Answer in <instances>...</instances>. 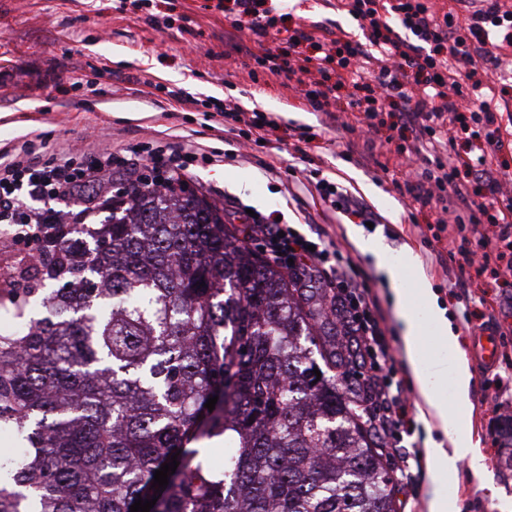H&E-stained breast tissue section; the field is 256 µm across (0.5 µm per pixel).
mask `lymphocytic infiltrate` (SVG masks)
I'll use <instances>...</instances> for the list:
<instances>
[{
	"mask_svg": "<svg viewBox=\"0 0 512 512\" xmlns=\"http://www.w3.org/2000/svg\"><path fill=\"white\" fill-rule=\"evenodd\" d=\"M488 2L487 9L475 11L464 26L453 13L436 16L428 0H392L388 18L381 13L380 0H348L350 14L367 32V44L347 42L333 50L307 28L290 29L288 45L295 53L316 51L309 70L284 66L275 48L244 52L246 61L294 82L296 91L318 112L328 110L345 78L359 76L363 62L376 61L374 94L352 101L351 106L369 118L385 103L401 101L425 151L424 169L405 179L401 191L424 206L443 202L445 193L453 192L457 208L451 221L438 224V232L453 235L465 224L486 225V232L456 248L461 269L478 273L500 260L512 270V261L505 259L506 251L512 249V194L503 191L489 158L490 151L501 150L504 143L498 116L484 99L483 82L477 77L482 49L490 39L512 47V10L502 8L499 0ZM403 29L413 34V41L400 37ZM443 43L448 46L447 56L422 50L423 45ZM462 68L469 76L465 84L453 77ZM201 162L209 165L213 159L190 147L171 152L149 142L140 155L127 157L106 150L84 167L74 165L69 151L43 162L18 154L0 160V224L13 228L20 239L50 240L66 234L74 220L69 211L52 215L50 203L67 199L77 189L115 172L134 183L146 177L160 187ZM304 179L313 182L333 210L364 223L371 221L367 208L347 189L332 186L312 168ZM475 185L486 190V202L474 201L471 188ZM248 228L262 233L270 261L313 271L329 284L346 331L363 347L369 361L364 387L376 410L367 421L383 437L386 448L398 451L413 424L410 400L397 377L385 317L359 264L335 244L320 236L308 237L292 224L260 214L249 218Z\"/></svg>",
	"mask_w": 512,
	"mask_h": 512,
	"instance_id": "f902f5d3",
	"label": "lymphocytic infiltrate"
}]
</instances>
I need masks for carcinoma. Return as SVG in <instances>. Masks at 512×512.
<instances>
[{
    "instance_id": "cac0c4a2",
    "label": "carcinoma",
    "mask_w": 512,
    "mask_h": 512,
    "mask_svg": "<svg viewBox=\"0 0 512 512\" xmlns=\"http://www.w3.org/2000/svg\"><path fill=\"white\" fill-rule=\"evenodd\" d=\"M223 211L125 187L95 231L41 247L10 290L28 332L0 334V429L24 445L0 458V512H396L336 307Z\"/></svg>"
}]
</instances>
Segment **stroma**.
<instances>
[{"label":"stroma","mask_w":512,"mask_h":512,"mask_svg":"<svg viewBox=\"0 0 512 512\" xmlns=\"http://www.w3.org/2000/svg\"><path fill=\"white\" fill-rule=\"evenodd\" d=\"M231 7L232 0H156L152 5L144 0H0V148L26 141L38 154L47 145L61 151L84 144L90 134L97 146L115 150L162 138L220 152L224 120L210 116L209 98L271 115L279 128L265 143L186 175L187 187L223 203L225 224L239 232L244 229L236 208L240 202L290 224L309 215L312 231L360 263L379 298L398 376L409 393L414 425L404 440L405 452L421 464L417 483L395 485L398 512H428L433 461L426 450L448 442L438 424L420 412L422 401L403 354L394 294L398 287L420 323L427 361L440 359L451 366L461 356L472 374L468 419L484 469L477 475L463 462L455 476H439L448 512H512V465L494 441L505 418L512 417V276L495 288L489 287L486 274L459 285L457 260L430 231L446 219L447 209L455 208L454 195L446 194L445 207L424 208L395 186L406 172L424 167L412 132L394 140L391 148L383 146L397 121V107L386 106L376 113L372 128L361 127L349 109L357 91L348 81L336 93L335 108L341 113L336 123L314 111L281 78L262 69L249 74L233 48L253 46L254 37L231 26ZM262 7L277 25L264 41L268 47L282 45L288 29L300 24L322 25L353 43L366 41L365 32L337 8L336 0H262ZM155 14L169 17L170 28L156 27ZM509 69L512 56L503 59L500 70L490 71L486 94L502 116L504 148L496 159L512 168V90L499 94L497 82L499 71ZM147 74L163 86L150 98L140 94L138 85ZM63 84L68 93L60 92ZM179 89L196 97L197 105L174 111L168 93ZM297 129L312 136L310 153L324 176L361 198L377 217L375 231L328 210L314 187L290 175V168L302 165L293 135ZM367 239L381 245L384 260L359 248V241ZM409 250L418 259L413 268L403 264ZM391 267L397 279H390ZM424 288L436 295L437 307L421 297ZM485 288L490 313L507 331L499 339V360L487 371L474 351L475 332L462 317L466 296ZM439 308L458 337L457 350H448L442 341L435 315Z\"/></svg>","instance_id":"obj_1"}]
</instances>
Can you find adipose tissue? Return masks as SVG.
<instances>
[{"mask_svg":"<svg viewBox=\"0 0 512 512\" xmlns=\"http://www.w3.org/2000/svg\"><path fill=\"white\" fill-rule=\"evenodd\" d=\"M405 355L415 380L418 394L427 414L448 432L447 447H434L429 451L435 462L436 473H455L459 462H468L474 473H481L482 463L476 451L464 411L469 404L471 373L464 359H457L453 375L454 406H447L434 392V380L445 366L442 362L427 363L420 347L419 324L409 315L402 314Z\"/></svg>","mask_w":512,"mask_h":512,"instance_id":"adipose-tissue-1","label":"adipose tissue"}]
</instances>
